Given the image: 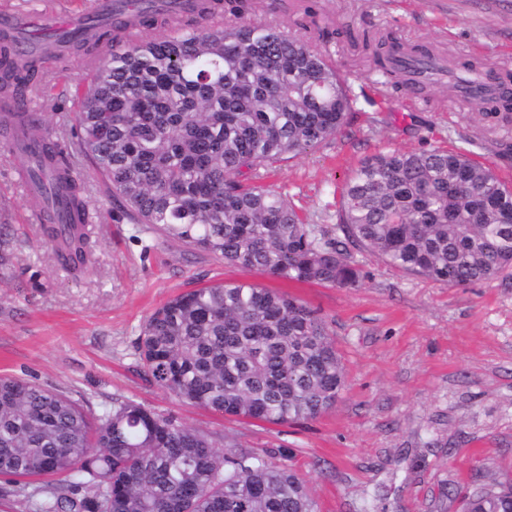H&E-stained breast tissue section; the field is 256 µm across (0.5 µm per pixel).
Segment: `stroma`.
<instances>
[{"label": "stroma", "instance_id": "obj_1", "mask_svg": "<svg viewBox=\"0 0 512 512\" xmlns=\"http://www.w3.org/2000/svg\"><path fill=\"white\" fill-rule=\"evenodd\" d=\"M339 35L289 28L325 50L352 108L338 134L275 164L261 185L282 193L315 229L335 230L345 182L379 151L436 146L465 151L512 183V128L491 129L481 112L446 88L410 100L385 85L356 38L391 32L439 45L453 57H484L512 73V0H317ZM87 59L46 51L40 90L28 107L59 137L97 212V263L80 280L56 268L37 240L36 205L11 181L21 162L0 130V233L11 259L0 266V375L89 401L94 409L132 399L198 429L217 447L289 461L319 512H459L474 479L512 483V270L454 287L385 266L353 251L360 287L275 279L225 265L137 223L83 153L71 123ZM220 282L279 290L318 312L334 334L347 386L316 419L271 425L180 402L144 375L141 328L175 296Z\"/></svg>", "mask_w": 512, "mask_h": 512}]
</instances>
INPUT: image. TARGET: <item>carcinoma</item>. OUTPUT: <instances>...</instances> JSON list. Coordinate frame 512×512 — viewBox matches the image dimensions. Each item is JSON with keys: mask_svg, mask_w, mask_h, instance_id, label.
Masks as SVG:
<instances>
[{"mask_svg": "<svg viewBox=\"0 0 512 512\" xmlns=\"http://www.w3.org/2000/svg\"><path fill=\"white\" fill-rule=\"evenodd\" d=\"M127 0L112 26L72 42L83 56L108 43L74 113L83 150L112 197L165 239L224 263L296 283L358 288L352 251L450 286L490 281L512 267V187L457 150L389 151L346 181L336 232L318 236L261 172L319 146L344 125L352 99L328 56L277 25L248 16L267 0ZM160 24L164 35L147 30ZM385 40L371 62L397 90L415 88ZM41 58L0 32V92L37 85ZM435 83L482 115L512 123V100L492 65L448 60ZM62 183L87 209L84 184ZM478 189L475 194L472 189ZM42 224L57 265L81 279L95 242ZM136 351L145 374L174 399L238 419H314L345 390L325 320L299 300L255 284L222 282L180 294L144 322ZM52 478L27 492L28 481ZM0 492L26 494L30 512H317L293 467L241 450L130 399L99 411L88 401L0 376ZM461 512H512V485L478 483Z\"/></svg>", "mask_w": 512, "mask_h": 512, "instance_id": "1", "label": "carcinoma"}]
</instances>
